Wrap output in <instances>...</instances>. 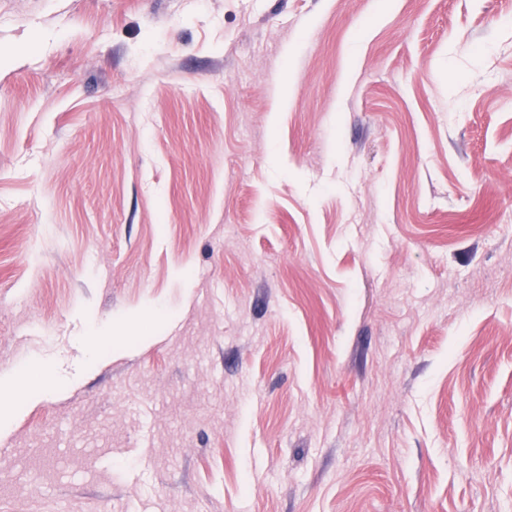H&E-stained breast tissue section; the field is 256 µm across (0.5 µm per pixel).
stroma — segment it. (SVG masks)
Returning a JSON list of instances; mask_svg holds the SVG:
<instances>
[{
    "label": "stroma",
    "instance_id": "obj_1",
    "mask_svg": "<svg viewBox=\"0 0 512 512\" xmlns=\"http://www.w3.org/2000/svg\"><path fill=\"white\" fill-rule=\"evenodd\" d=\"M0 512H512V0H0Z\"/></svg>",
    "mask_w": 512,
    "mask_h": 512
}]
</instances>
